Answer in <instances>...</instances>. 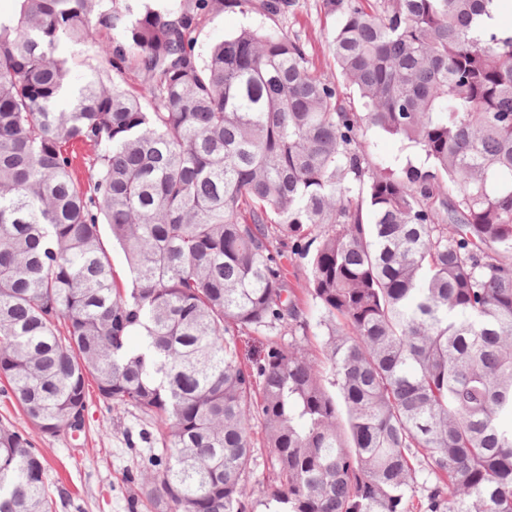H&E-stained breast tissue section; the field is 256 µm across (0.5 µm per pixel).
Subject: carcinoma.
<instances>
[{"instance_id":"obj_1","label":"carcinoma","mask_w":512,"mask_h":512,"mask_svg":"<svg viewBox=\"0 0 512 512\" xmlns=\"http://www.w3.org/2000/svg\"><path fill=\"white\" fill-rule=\"evenodd\" d=\"M17 2L0 17V392L45 434L91 382L149 419L158 512H252L254 420L267 512H512V29L479 26L494 0H325L330 75L277 26L200 57L208 13L252 0ZM63 39L97 47L96 77L59 112ZM373 129L423 162L374 163ZM249 333L268 341L246 362ZM45 471L0 423V512H53ZM251 436L253 441L252 463L250 466L249 482L256 485L262 481L268 472V463L270 459L269 448L265 446V432L263 427L257 421L252 422Z\"/></svg>"}]
</instances>
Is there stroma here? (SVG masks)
Returning a JSON list of instances; mask_svg holds the SVG:
<instances>
[{"label": "stroma", "mask_w": 512, "mask_h": 512, "mask_svg": "<svg viewBox=\"0 0 512 512\" xmlns=\"http://www.w3.org/2000/svg\"><path fill=\"white\" fill-rule=\"evenodd\" d=\"M273 23L301 40L313 69L333 71L329 40L340 17L325 10L323 0H293L288 12L274 22L246 6L215 10L198 32L196 50L207 54L213 45L241 28H264ZM0 423L28 433L44 455L54 512H129L130 499L140 496L139 484L128 480L140 466L141 452L148 449L144 443L135 452L128 447V436L147 427L137 413L110 409L93 394L82 431L45 434L14 402L0 395Z\"/></svg>", "instance_id": "35a3bbf8"}]
</instances>
